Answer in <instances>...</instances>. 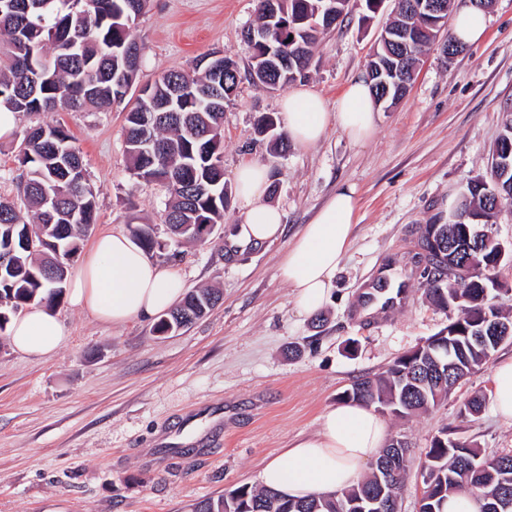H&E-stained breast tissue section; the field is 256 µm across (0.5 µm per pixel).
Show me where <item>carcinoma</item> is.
Listing matches in <instances>:
<instances>
[{
  "instance_id": "1",
  "label": "carcinoma",
  "mask_w": 512,
  "mask_h": 512,
  "mask_svg": "<svg viewBox=\"0 0 512 512\" xmlns=\"http://www.w3.org/2000/svg\"><path fill=\"white\" fill-rule=\"evenodd\" d=\"M149 0H0V112H78L87 107L109 111L124 106L126 153L131 174L156 182L166 192L162 223L222 224L230 204L224 191V109L212 107L201 93L210 89L213 75L197 63L193 74L171 70L151 84L153 102H127L122 83L138 84L142 57L133 30ZM322 0H281L276 19L258 12L256 28L265 29L271 44L288 47V68L278 75L287 85L306 77L318 33L331 28L318 14ZM183 94L169 108L171 115L153 127V144L139 139L140 113L168 101L171 83ZM492 155L502 163L490 165L487 178L477 177L460 194L456 212L438 227L456 247L441 254L430 241V225L420 231V273L428 302L457 316L434 334L435 342L398 357L385 372L353 382L345 398L400 416L427 411L448 398L452 385L439 384L437 364L455 361L454 377L476 372L498 349L512 341V315L492 303L499 275L512 266V253L500 254V242L488 233L467 240L466 231L493 224L512 206V110H504L502 129ZM19 192L30 217L17 202L0 197V250H14L13 265L0 271V331L22 306L48 307L62 295L68 264L80 250L84 233L96 223L97 190L83 164L81 147L59 124H38L25 130L18 155ZM44 230L53 250L30 248L23 242L28 228ZM132 237L148 254L168 259L166 244L152 224L132 228ZM219 295L209 288L185 295L154 332L184 328L210 311ZM492 334L472 340L476 319ZM381 455L397 459V476L380 469L357 486L295 500L270 490L241 486L221 499L200 502L195 512H356L379 489L398 512V494L413 462L408 442L384 448ZM420 512H443L448 494L462 487L481 492L482 512L496 505L512 512V453L487 457L471 444L448 437L433 438L426 449Z\"/></svg>"
}]
</instances>
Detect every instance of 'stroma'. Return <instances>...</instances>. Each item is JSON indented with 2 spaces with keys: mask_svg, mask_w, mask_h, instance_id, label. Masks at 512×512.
Returning <instances> with one entry per match:
<instances>
[{
  "mask_svg": "<svg viewBox=\"0 0 512 512\" xmlns=\"http://www.w3.org/2000/svg\"><path fill=\"white\" fill-rule=\"evenodd\" d=\"M257 0H150L134 30L142 47L139 83L167 70H191L209 54L232 57L238 92L224 106V181L234 187L244 163L269 168V199L285 212L274 242L239 238V200L220 232L183 243L173 264L185 290L216 288L220 302L203 318L159 336L154 320L116 328L75 309L54 308L70 335L53 355L13 352L0 333V512H195L197 503L246 485L259 488L265 460L297 436L313 434L323 411L341 402L361 376L386 370L404 352L448 324L422 296L414 263L422 225L447 220L466 183L486 175L512 107V0H491L484 40L452 59L432 47L409 92L380 107L377 128L353 143L330 128L315 146L274 150L257 134L280 116L284 90L253 84L242 33ZM389 9L359 4L321 34L306 84L336 101L362 76ZM64 125L80 144L98 190L97 221L84 248L108 232L157 224L165 191L134 179L127 167L125 113L49 112L21 116ZM344 185L355 186L358 219L326 307L299 313L278 272L304 224ZM406 281L407 296L389 311L364 315L363 289L381 266ZM502 344L446 401L410 417L385 415L388 438L421 456L439 431L492 456L512 450V424L491 407L475 417L460 409L489 395Z\"/></svg>",
  "mask_w": 512,
  "mask_h": 512,
  "instance_id": "stroma-1",
  "label": "stroma"
}]
</instances>
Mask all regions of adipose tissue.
I'll return each instance as SVG.
<instances>
[{
    "mask_svg": "<svg viewBox=\"0 0 512 512\" xmlns=\"http://www.w3.org/2000/svg\"><path fill=\"white\" fill-rule=\"evenodd\" d=\"M486 10L459 9L449 34L460 45H474L486 35ZM290 140L301 146L319 143L330 127H338L356 143L366 142L376 128L379 105L368 78L353 80L335 107L307 85L293 87L281 101ZM271 178L259 164L236 171L242 208L241 237L250 243L272 242L284 232V212L268 199ZM354 187L336 190L304 225L281 258L279 275L293 289L300 313L312 314L329 301L357 222ZM184 284L179 273L148 259L125 234L99 236L75 273L69 294L72 306L97 321L121 327L166 313L179 303ZM13 351L29 357L57 352L68 338L66 324L51 310L33 305L11 323ZM387 437L385 421L370 407L344 402L327 409L312 435L292 440L259 472L262 487L295 498L344 491L361 482L367 464L379 456Z\"/></svg>",
    "mask_w": 512,
    "mask_h": 512,
    "instance_id": "ef3b65f1",
    "label": "adipose tissue"
}]
</instances>
